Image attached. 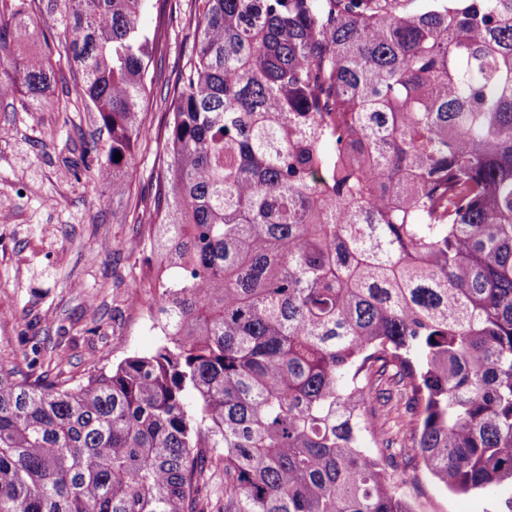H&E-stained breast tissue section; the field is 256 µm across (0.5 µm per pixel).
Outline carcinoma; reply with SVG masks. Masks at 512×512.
Segmentation results:
<instances>
[{"label":"carcinoma","instance_id":"obj_1","mask_svg":"<svg viewBox=\"0 0 512 512\" xmlns=\"http://www.w3.org/2000/svg\"><path fill=\"white\" fill-rule=\"evenodd\" d=\"M11 0L0 99L59 41L108 129L146 132L153 0ZM152 174L167 334L78 382L0 367V512H413L400 457L512 485V0H194ZM121 160H115V154ZM54 1L56 2L53 6V2L49 0H34L31 2L30 12L32 16L44 19L50 27L54 25L53 27L57 29L60 17L65 11V5L61 0Z\"/></svg>","mask_w":512,"mask_h":512}]
</instances>
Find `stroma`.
Returning a JSON list of instances; mask_svg holds the SVG:
<instances>
[{"instance_id": "obj_1", "label": "stroma", "mask_w": 512, "mask_h": 512, "mask_svg": "<svg viewBox=\"0 0 512 512\" xmlns=\"http://www.w3.org/2000/svg\"><path fill=\"white\" fill-rule=\"evenodd\" d=\"M162 32V63L140 113L147 137L135 149L130 190L112 195V172L77 182L69 168L84 139L108 146L97 113L79 98L80 77L61 45H53L56 79L38 111L0 100V366L29 367L49 376L81 379L134 353H148L159 333L143 314L152 308L150 176L163 157L170 103L162 91L189 59L194 0H168L146 15ZM143 285L132 301L130 285ZM404 492L416 512H505L512 490L456 494L425 469H404Z\"/></svg>"}]
</instances>
